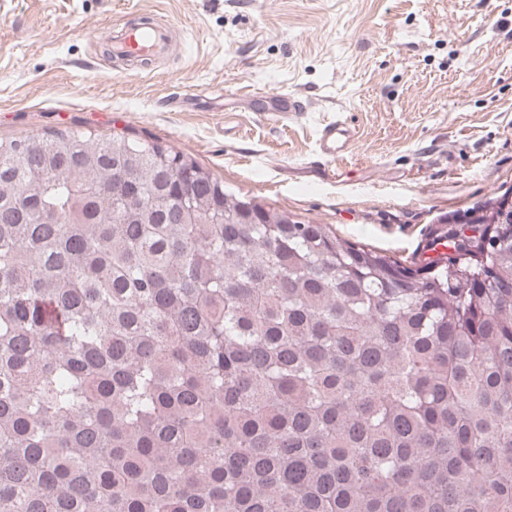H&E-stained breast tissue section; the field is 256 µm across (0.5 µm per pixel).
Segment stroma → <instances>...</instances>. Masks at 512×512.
Wrapping results in <instances>:
<instances>
[{
  "label": "stroma",
  "instance_id": "1",
  "mask_svg": "<svg viewBox=\"0 0 512 512\" xmlns=\"http://www.w3.org/2000/svg\"><path fill=\"white\" fill-rule=\"evenodd\" d=\"M138 9L177 45L128 72L107 41ZM254 92L308 109L277 121ZM338 118L356 140L322 159ZM63 130L160 140L408 265L441 220L512 190V0H0V138Z\"/></svg>",
  "mask_w": 512,
  "mask_h": 512
}]
</instances>
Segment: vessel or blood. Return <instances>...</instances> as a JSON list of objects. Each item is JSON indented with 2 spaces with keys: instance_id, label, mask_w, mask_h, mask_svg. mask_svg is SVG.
<instances>
[{
  "instance_id": "obj_1",
  "label": "vessel or blood",
  "mask_w": 512,
  "mask_h": 512,
  "mask_svg": "<svg viewBox=\"0 0 512 512\" xmlns=\"http://www.w3.org/2000/svg\"><path fill=\"white\" fill-rule=\"evenodd\" d=\"M133 23L114 36L112 47L120 52L127 68L145 69L152 66L168 50L171 42L169 28L159 21L143 24V12L133 11ZM253 100L258 111L271 114L275 119L287 118L288 114L305 111V103L292 94H257ZM355 131L336 120L324 125L318 137V151L321 157L333 159L346 152L355 138Z\"/></svg>"
}]
</instances>
